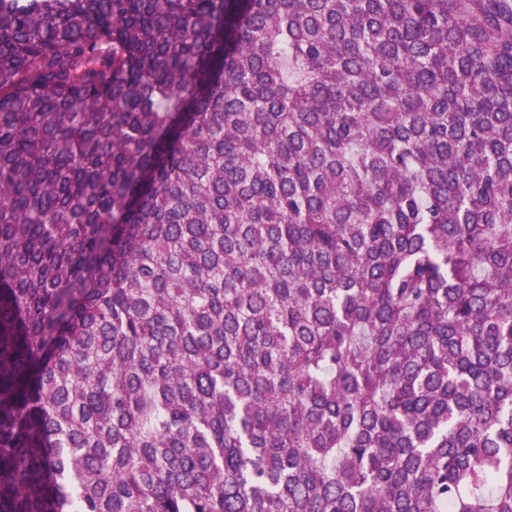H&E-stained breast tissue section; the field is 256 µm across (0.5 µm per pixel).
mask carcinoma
Returning a JSON list of instances; mask_svg holds the SVG:
<instances>
[{
	"mask_svg": "<svg viewBox=\"0 0 512 512\" xmlns=\"http://www.w3.org/2000/svg\"><path fill=\"white\" fill-rule=\"evenodd\" d=\"M0 512H512V0H0Z\"/></svg>",
	"mask_w": 512,
	"mask_h": 512,
	"instance_id": "cac0c4a2",
	"label": "carcinoma"
}]
</instances>
